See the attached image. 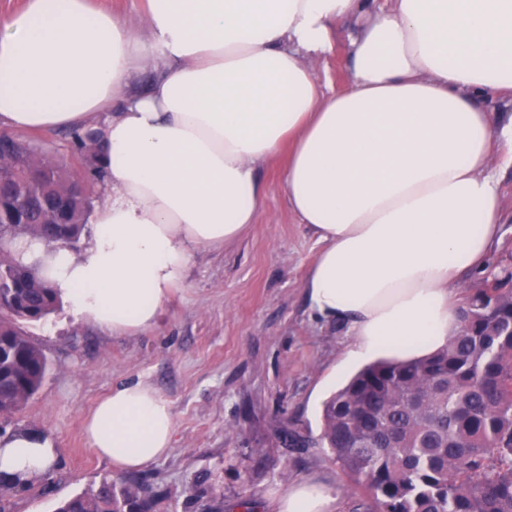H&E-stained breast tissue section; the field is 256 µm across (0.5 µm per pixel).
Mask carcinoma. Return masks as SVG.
<instances>
[{
  "label": "carcinoma",
  "mask_w": 512,
  "mask_h": 512,
  "mask_svg": "<svg viewBox=\"0 0 512 512\" xmlns=\"http://www.w3.org/2000/svg\"><path fill=\"white\" fill-rule=\"evenodd\" d=\"M101 130L73 135L92 178L83 193L59 195L71 176L33 144L0 133V414L20 410L49 363L17 323L37 322L59 304L25 245L74 249L102 182ZM482 281L460 307V327L436 354L379 362L357 372L325 404L321 441L368 492L363 512H512V265ZM136 479L97 487L54 512H152Z\"/></svg>",
  "instance_id": "carcinoma-1"
}]
</instances>
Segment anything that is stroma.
<instances>
[{
  "label": "stroma",
  "instance_id": "obj_1",
  "mask_svg": "<svg viewBox=\"0 0 512 512\" xmlns=\"http://www.w3.org/2000/svg\"><path fill=\"white\" fill-rule=\"evenodd\" d=\"M31 138L72 177L85 176L70 131ZM283 163L279 155L257 170L266 190L257 224L228 246L193 249L156 325L119 336L61 307L24 323L50 369L0 426L51 435L59 460L46 481L11 497L7 512H53L102 479L128 480L90 448L84 421L112 388L139 380L167 400L175 423L168 455L139 472L159 499L154 512H200L188 499L202 481L222 498L223 512H268L275 492L308 476L338 489L335 512H355L367 499L318 443L323 387L351 339L346 325L310 311L304 284L320 246L288 206ZM494 174L503 224L492 266L512 261V167ZM292 433L309 447H289Z\"/></svg>",
  "mask_w": 512,
  "mask_h": 512
}]
</instances>
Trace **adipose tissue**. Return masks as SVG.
Masks as SVG:
<instances>
[{
  "mask_svg": "<svg viewBox=\"0 0 512 512\" xmlns=\"http://www.w3.org/2000/svg\"><path fill=\"white\" fill-rule=\"evenodd\" d=\"M145 32L88 0H25L0 15V128H101L103 198L81 257L45 253L41 275L71 314L117 333L154 325L191 251L230 245L257 223V168L280 148L288 204L319 254L312 311L352 337L337 377L409 362L458 328L455 289L484 272L501 238L495 166L512 167V0H146ZM348 24V90L312 59ZM156 77L130 91L144 62ZM118 471L165 456L174 420L150 385L118 386L84 425ZM46 433L0 436V477L51 473ZM304 477L276 512H333Z\"/></svg>",
  "mask_w": 512,
  "mask_h": 512,
  "instance_id": "obj_1",
  "label": "adipose tissue"
}]
</instances>
